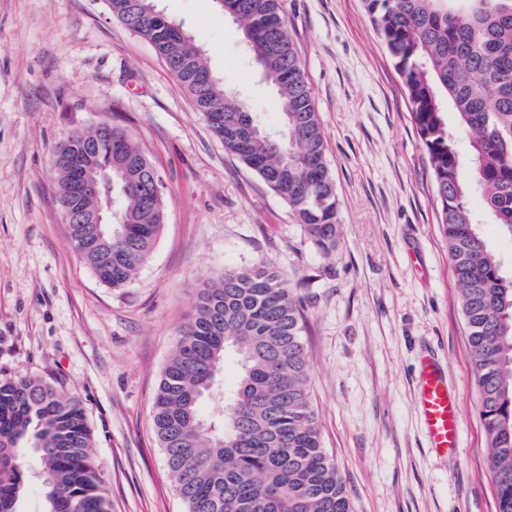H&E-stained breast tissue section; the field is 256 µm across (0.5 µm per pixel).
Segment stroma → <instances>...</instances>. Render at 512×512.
<instances>
[{"label": "stroma", "instance_id": "35a3bbf8", "mask_svg": "<svg viewBox=\"0 0 512 512\" xmlns=\"http://www.w3.org/2000/svg\"><path fill=\"white\" fill-rule=\"evenodd\" d=\"M280 2L336 186L329 260L106 0H0V376L37 375L80 399L112 512H185L152 425L162 370L203 281L265 259L303 299L322 446L354 512H497L459 288L399 76L362 0ZM158 7L275 127L271 89L215 0ZM102 112L165 185L161 233L124 288L74 252L53 167ZM426 348L460 409L448 459L429 453L415 410Z\"/></svg>", "mask_w": 512, "mask_h": 512}]
</instances>
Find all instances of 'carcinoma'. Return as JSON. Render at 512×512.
Returning a JSON list of instances; mask_svg holds the SVG:
<instances>
[{
  "mask_svg": "<svg viewBox=\"0 0 512 512\" xmlns=\"http://www.w3.org/2000/svg\"><path fill=\"white\" fill-rule=\"evenodd\" d=\"M411 104L438 193L466 321L490 448L498 512H512V276L478 230L472 186L484 209L512 239V0H362ZM112 17L147 40L165 61L224 148L261 178L288 164L278 187L305 239L324 258L341 236L336 187L302 63L288 37L280 0H224L248 30L254 69L276 90L278 130L288 158L262 138L245 148L235 136L259 113L220 80L208 84L202 50L157 0H107ZM468 136L464 167L446 112ZM99 140L74 131L54 157L59 184L70 159L99 165L121 147L134 181L114 177L112 230L92 238L83 261L107 287L124 288L148 260L164 220L159 170L106 115ZM302 299L269 263L232 268L203 282L197 302L160 378L152 424L186 512H353L336 463L322 447L309 393ZM238 364L235 384L221 381ZM220 394L219 422L202 403ZM93 432L79 400L40 377H0V512H19L26 459L40 462L46 512H112L91 453Z\"/></svg>",
  "mask_w": 512,
  "mask_h": 512,
  "instance_id": "cac0c4a2",
  "label": "carcinoma"
}]
</instances>
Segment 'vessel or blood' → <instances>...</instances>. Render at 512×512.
I'll return each mask as SVG.
<instances>
[{"label":"vessel or blood","mask_w":512,"mask_h":512,"mask_svg":"<svg viewBox=\"0 0 512 512\" xmlns=\"http://www.w3.org/2000/svg\"><path fill=\"white\" fill-rule=\"evenodd\" d=\"M418 409L427 446L437 456L455 453L459 446V412L440 364L431 356L419 361Z\"/></svg>","instance_id":"1"}]
</instances>
